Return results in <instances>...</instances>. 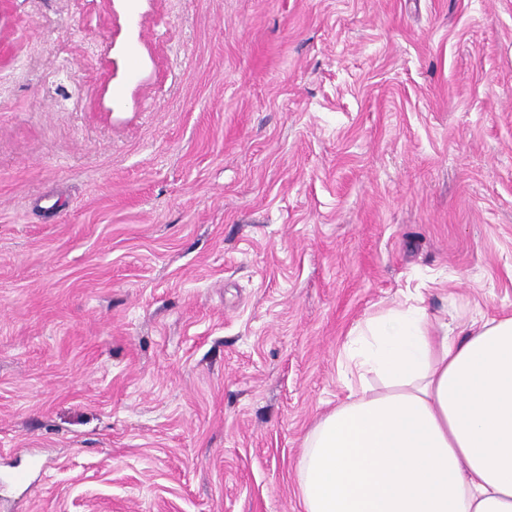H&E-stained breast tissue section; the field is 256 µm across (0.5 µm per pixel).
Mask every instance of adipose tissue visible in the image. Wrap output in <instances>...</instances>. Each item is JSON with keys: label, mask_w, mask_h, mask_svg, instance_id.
Listing matches in <instances>:
<instances>
[{"label": "adipose tissue", "mask_w": 512, "mask_h": 512, "mask_svg": "<svg viewBox=\"0 0 512 512\" xmlns=\"http://www.w3.org/2000/svg\"><path fill=\"white\" fill-rule=\"evenodd\" d=\"M349 393L307 432L303 512H512V316L422 307L350 333Z\"/></svg>", "instance_id": "1"}]
</instances>
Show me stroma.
<instances>
[{"mask_svg": "<svg viewBox=\"0 0 512 512\" xmlns=\"http://www.w3.org/2000/svg\"><path fill=\"white\" fill-rule=\"evenodd\" d=\"M416 295L512 315V0H0V512H302Z\"/></svg>", "mask_w": 512, "mask_h": 512, "instance_id": "35a3bbf8", "label": "stroma"}]
</instances>
